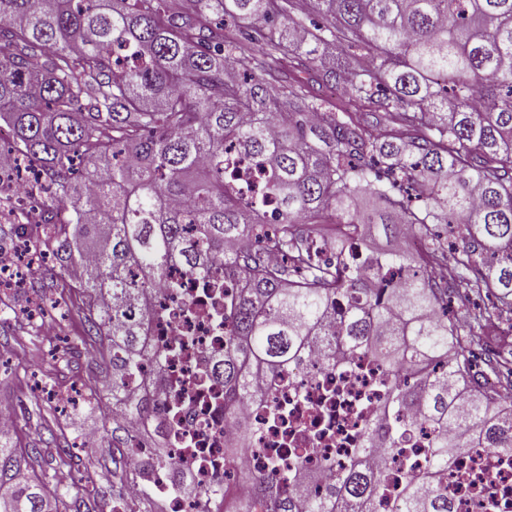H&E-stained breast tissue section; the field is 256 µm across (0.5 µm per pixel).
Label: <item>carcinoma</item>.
Masks as SVG:
<instances>
[{
    "mask_svg": "<svg viewBox=\"0 0 512 512\" xmlns=\"http://www.w3.org/2000/svg\"><path fill=\"white\" fill-rule=\"evenodd\" d=\"M295 71L365 112L333 108ZM0 121L11 175L49 193L31 255L78 275L83 344L112 371L107 447L127 455L150 439L138 469L168 471L203 512H226L230 492L197 491L165 451L147 373L171 353L152 341L151 300L173 267L239 281L214 367L226 465L253 436L237 404L262 407L311 348L333 364L362 350L386 373L377 418L347 465L324 466L320 494L312 472H245L253 499L235 512H375L380 500L456 512L457 458L512 452V384L486 386L512 366L494 357L476 371L469 350L499 313L448 315L457 293L512 307V0H0ZM246 159L266 162L250 184L236 176ZM376 223L410 225L425 249L356 251ZM69 224L93 235L91 260ZM436 224L466 235L448 243ZM393 267L409 278L377 287ZM416 418L433 438L394 475L373 451L401 447ZM15 433L0 427V512H107L103 496L60 490L76 444L57 445L51 495L31 465L42 449L16 447Z\"/></svg>",
    "mask_w": 512,
    "mask_h": 512,
    "instance_id": "obj_1",
    "label": "carcinoma"
}]
</instances>
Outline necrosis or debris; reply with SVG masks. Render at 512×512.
Here are the masks:
<instances>
[{
	"label": "necrosis or debris",
	"mask_w": 512,
	"mask_h": 512,
	"mask_svg": "<svg viewBox=\"0 0 512 512\" xmlns=\"http://www.w3.org/2000/svg\"><path fill=\"white\" fill-rule=\"evenodd\" d=\"M171 278L177 289L153 300L161 313L153 338L173 348L158 389L171 452L199 489L225 485L236 498H251V486L224 465V384L210 372L211 359L224 349V281L180 270ZM380 377V367L366 354L334 364L316 355L290 370L265 407L251 415L259 437L246 454L249 469L261 473L283 458L289 470L301 473L328 459L347 462L379 410ZM448 481L456 512H476L480 494L492 496L495 512H512V465L483 450L457 459Z\"/></svg>",
	"instance_id": "4bbe7bcc"
}]
</instances>
